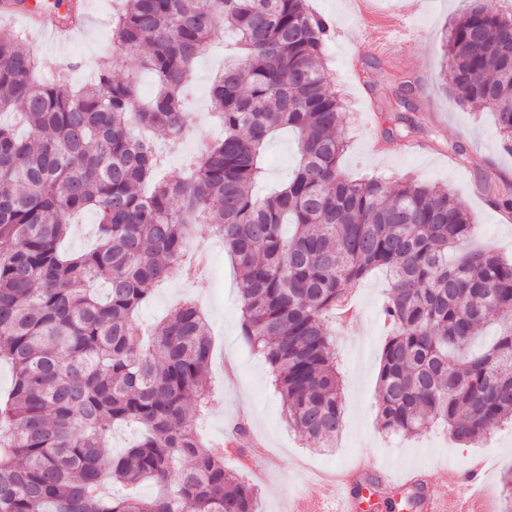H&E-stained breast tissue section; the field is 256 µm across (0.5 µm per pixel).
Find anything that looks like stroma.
Segmentation results:
<instances>
[{"instance_id":"35a3bbf8","label":"stroma","mask_w":512,"mask_h":512,"mask_svg":"<svg viewBox=\"0 0 512 512\" xmlns=\"http://www.w3.org/2000/svg\"><path fill=\"white\" fill-rule=\"evenodd\" d=\"M111 2L85 0L86 22L64 42L15 16L0 19V36L23 33L29 49L39 57L73 64L72 80L77 85L94 77L96 63L104 57L115 61L118 72L129 74L136 70L135 55L112 42L107 25ZM309 2L336 24V36L325 48V61L335 77L332 89L345 103L343 171L355 179L376 176L389 182L414 177L448 190L466 205L477 225L471 247L484 246L511 260L512 218L496 202L512 192V151L505 149L493 113L461 105L443 80L447 59L442 36L468 0H426L424 8L413 13L403 11V0H381V9L394 17L396 27L395 41L381 52L363 50L370 33L359 24L349 0ZM224 55V36L219 33L207 57L195 67L188 96L191 112L210 111L209 89ZM404 71L413 72L420 81L419 119L425 127L411 146L398 139H382L373 108L374 93H385L393 76ZM295 153L291 133L282 131L269 140L268 172L256 188L258 195H266L287 179ZM210 257L211 284L206 296H199L192 277L173 288L158 286L140 310L139 322L145 327L154 324L180 295L196 297L215 341L210 364L214 400L208 413L197 418L196 428L205 442L219 443L231 421L249 423L254 463L263 469L257 478L260 512H286L289 498L304 487L307 474L346 467L361 457L397 473L420 466L442 479L449 469L467 470L490 450L496 462L488 473L489 484L505 493L512 491L504 480L506 472L512 471V425L495 429L474 447L454 444L446 428L437 425L408 439L388 437L380 429L375 403L387 336L382 314L384 273L369 274L352 294L362 310L361 321L336 326L344 425L334 448L315 451L309 441L288 429L267 365L240 336L238 274L224 247H212Z\"/></svg>"}]
</instances>
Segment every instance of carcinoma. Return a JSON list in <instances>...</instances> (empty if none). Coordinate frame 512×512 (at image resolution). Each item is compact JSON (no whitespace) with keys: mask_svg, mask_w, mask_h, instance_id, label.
Wrapping results in <instances>:
<instances>
[{"mask_svg":"<svg viewBox=\"0 0 512 512\" xmlns=\"http://www.w3.org/2000/svg\"><path fill=\"white\" fill-rule=\"evenodd\" d=\"M58 24L81 25V7L56 0ZM237 55L210 88L221 138L179 175L164 173L155 144L193 129L184 105L197 61L218 28ZM330 18L308 0H113L112 41L138 51L157 81L141 106L133 76L71 88L68 67L0 38V512H258L259 489L204 443L187 405L212 401L213 339L192 300L143 338L135 316L186 256L187 240H224L240 272V331L269 365L288 427L330 448L344 419L334 323L372 270L388 274L376 415L390 434L432 423L471 446L512 425V261L491 250L448 252L476 231L468 208L416 180H355L341 167L342 102L323 61ZM446 80L460 100L495 112L512 142V13L476 2L444 36ZM416 81L399 77L376 108L389 138L420 123ZM297 136L296 168L274 194L265 174L269 136ZM97 216L96 239L62 251L73 218ZM498 316L490 347L472 340ZM140 436L106 461L112 426ZM150 481L154 497L118 496Z\"/></svg>","mask_w":512,"mask_h":512,"instance_id":"obj_1","label":"carcinoma"}]
</instances>
